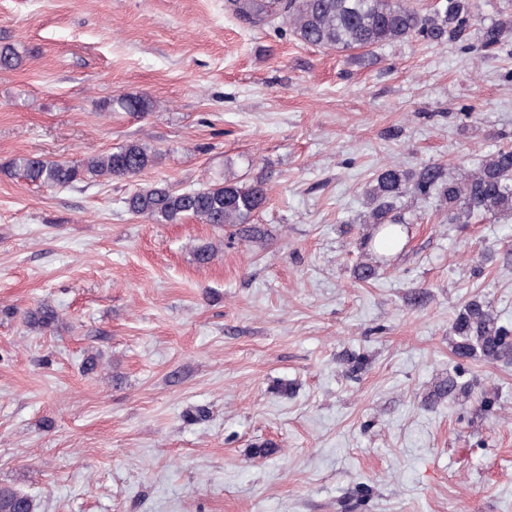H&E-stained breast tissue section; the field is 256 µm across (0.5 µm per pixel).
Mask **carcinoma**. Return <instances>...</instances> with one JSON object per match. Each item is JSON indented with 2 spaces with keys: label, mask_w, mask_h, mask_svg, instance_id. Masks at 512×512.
Wrapping results in <instances>:
<instances>
[{
  "label": "carcinoma",
  "mask_w": 512,
  "mask_h": 512,
  "mask_svg": "<svg viewBox=\"0 0 512 512\" xmlns=\"http://www.w3.org/2000/svg\"><path fill=\"white\" fill-rule=\"evenodd\" d=\"M238 19L252 27L285 28L301 42L339 52L362 51L393 42L423 39L441 43L462 42L473 17V0H446L431 14L414 6V0H227ZM504 28L496 25L483 31L481 48L493 52L503 47ZM22 55L12 44L0 45V70L22 64ZM152 101L145 95L129 94L104 105L108 111L148 112ZM156 153L148 146L129 141L104 154L90 153L76 162L48 160L40 155L13 158L6 166L28 182L46 188L74 187L100 179H131L153 166ZM430 198L436 196L448 207V223L468 224L478 215L512 214V146H502L479 160L460 179L446 175L440 163H428L415 172L396 164L380 167L367 194L371 210L368 223L377 227L382 241L399 240L406 225L398 200L407 191ZM266 202L264 183L250 184L224 177L199 189L177 188L167 182L141 187L125 198L127 211L156 223L176 224L195 218L216 228L238 226L247 238L265 234L251 223ZM27 327L50 331L59 314L49 302H41L24 315ZM456 336L454 353L462 358L479 357L488 363L512 360V328L499 324L490 305L473 299L452 322ZM448 375L434 389L436 401L456 395L467 397L475 385ZM32 496L11 486H0V512H38Z\"/></svg>",
  "instance_id": "carcinoma-1"
}]
</instances>
